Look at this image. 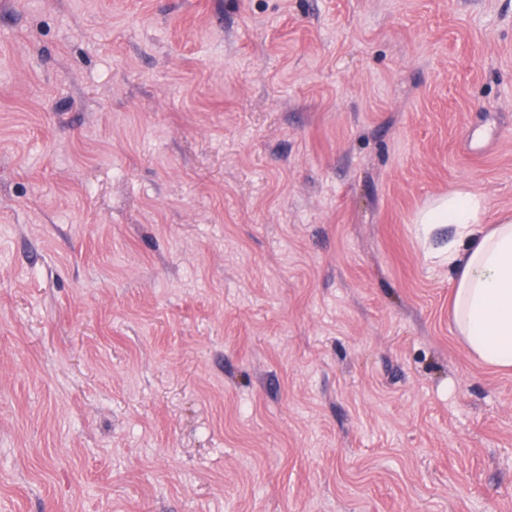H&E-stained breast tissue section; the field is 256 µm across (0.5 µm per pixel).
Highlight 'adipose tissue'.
Listing matches in <instances>:
<instances>
[{
	"label": "adipose tissue",
	"instance_id": "adipose-tissue-1",
	"mask_svg": "<svg viewBox=\"0 0 512 512\" xmlns=\"http://www.w3.org/2000/svg\"><path fill=\"white\" fill-rule=\"evenodd\" d=\"M482 195L456 190L420 211L424 230L446 224L454 274L450 318L457 336L483 364L512 369V214L484 221Z\"/></svg>",
	"mask_w": 512,
	"mask_h": 512
}]
</instances>
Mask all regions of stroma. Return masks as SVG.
I'll use <instances>...</instances> for the list:
<instances>
[{
	"mask_svg": "<svg viewBox=\"0 0 512 512\" xmlns=\"http://www.w3.org/2000/svg\"><path fill=\"white\" fill-rule=\"evenodd\" d=\"M462 189L512 0H0V512H512Z\"/></svg>",
	"mask_w": 512,
	"mask_h": 512,
	"instance_id": "35a3bbf8",
	"label": "stroma"
}]
</instances>
